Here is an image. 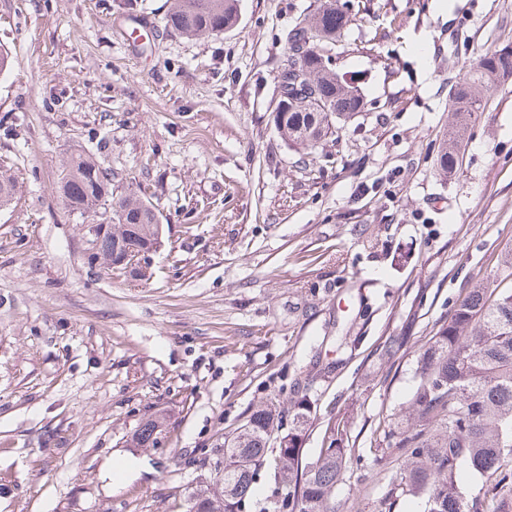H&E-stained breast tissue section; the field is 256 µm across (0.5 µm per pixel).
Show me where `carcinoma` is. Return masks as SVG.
Wrapping results in <instances>:
<instances>
[{
  "label": "carcinoma",
  "mask_w": 512,
  "mask_h": 512,
  "mask_svg": "<svg viewBox=\"0 0 512 512\" xmlns=\"http://www.w3.org/2000/svg\"><path fill=\"white\" fill-rule=\"evenodd\" d=\"M241 0H174L166 26L186 37L217 36L239 22ZM350 19L338 0H317L287 35L288 62L278 73L274 127L289 146L314 158L326 131L337 138L366 102L353 83L325 64L329 45L340 38ZM512 78V47L479 57L469 77L449 92L448 138L438 150L440 174L459 167L460 144L474 115L483 111L491 77ZM58 191L65 209L84 215L102 202L112 204V226L139 225L140 246L155 235L154 215L131 191L112 196L108 173L95 159L78 154L61 171ZM16 181L0 167V207L11 205ZM406 344L389 336L378 357L389 361ZM314 403L307 399L284 411L273 404L252 411L233 434L224 437L223 483L211 482L194 503L197 512H245L259 468L272 469L275 490L288 491L280 512H336L330 500L344 480L352 455L349 431L353 412L328 421L316 460H306L304 432ZM164 419H146L136 430L137 444L156 442ZM280 436L277 453L267 459L270 433ZM377 446L397 456L400 465L382 503L394 512L399 499L424 500L423 512H512V286L498 274L476 280L457 300L436 332L420 347L416 385L408 407L386 416ZM469 469L483 478L471 494L456 480Z\"/></svg>",
  "instance_id": "obj_1"
}]
</instances>
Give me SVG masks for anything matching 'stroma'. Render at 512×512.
<instances>
[{
	"label": "stroma",
	"instance_id": "1",
	"mask_svg": "<svg viewBox=\"0 0 512 512\" xmlns=\"http://www.w3.org/2000/svg\"><path fill=\"white\" fill-rule=\"evenodd\" d=\"M333 69L368 109L317 159L271 112L286 38L314 0H242L237 26L188 39L173 0H0V512H188L224 437L257 406L317 405L303 446L354 406L338 512H381L398 463L371 453L405 409L418 348L512 245V81L489 82L460 169L436 155L448 93L512 44V0H340ZM155 29L128 43V19ZM93 155L114 196L162 221L150 279L92 259L64 162ZM408 337L387 364L377 348ZM167 427L135 447L147 417Z\"/></svg>",
	"mask_w": 512,
	"mask_h": 512
}]
</instances>
